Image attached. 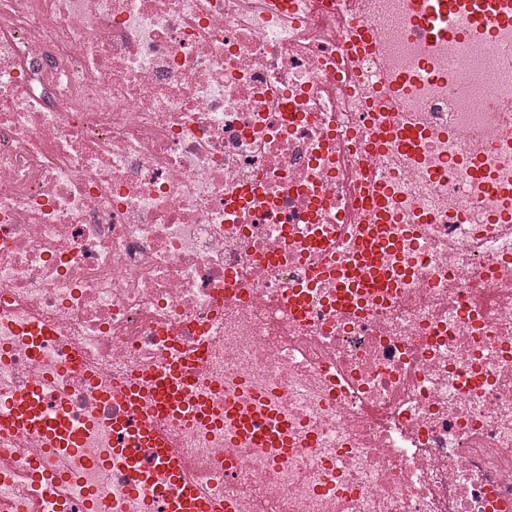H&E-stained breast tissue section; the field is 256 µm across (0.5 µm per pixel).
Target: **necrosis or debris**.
Returning <instances> with one entry per match:
<instances>
[{
  "instance_id": "obj_1",
  "label": "necrosis or debris",
  "mask_w": 512,
  "mask_h": 512,
  "mask_svg": "<svg viewBox=\"0 0 512 512\" xmlns=\"http://www.w3.org/2000/svg\"><path fill=\"white\" fill-rule=\"evenodd\" d=\"M268 3L0 0V398L45 380L84 430L40 459L0 430V512H141L97 391L193 353L216 409L294 422L285 457L166 422L231 512H512V25ZM375 184L395 284L340 309L320 249L350 258ZM459 5V0H424L414 23L433 37L460 35L466 27L459 21Z\"/></svg>"
}]
</instances>
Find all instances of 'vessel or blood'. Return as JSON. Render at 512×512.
<instances>
[{
    "label": "vessel or blood",
    "mask_w": 512,
    "mask_h": 512,
    "mask_svg": "<svg viewBox=\"0 0 512 512\" xmlns=\"http://www.w3.org/2000/svg\"><path fill=\"white\" fill-rule=\"evenodd\" d=\"M463 10L489 34L498 25L512 22L511 15L500 11L498 0H423L414 23L431 36L449 38L461 34L459 13ZM366 212L368 227L356 240L349 275L337 284L336 302L340 305L347 303L350 289H362L370 296L384 285L381 255L387 242L382 235L383 212L372 205ZM194 362L191 356L170 361L149 369L145 380L131 382L119 393H102L106 399L119 397L132 411L130 418L112 421V459L136 473L128 492L142 500L143 512H225L224 506L202 497L188 480L187 462L174 436L159 424L162 417L177 413L209 417L208 402L192 396ZM40 391L35 383L13 396L6 416L0 419V428L39 436L52 448L77 447L81 431L65 410L51 414L37 411ZM224 413L234 418L240 437L256 447L288 449L294 445L288 437L293 423L287 416L267 410L244 414L230 403L225 404Z\"/></svg>",
    "instance_id": "1"
}]
</instances>
